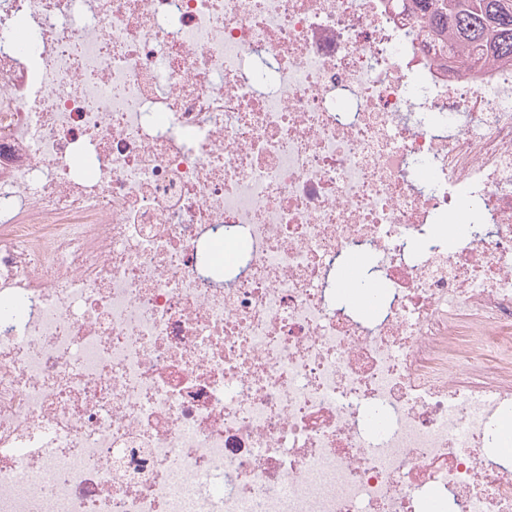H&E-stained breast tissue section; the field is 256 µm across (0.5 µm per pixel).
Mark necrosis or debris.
<instances>
[{
	"mask_svg": "<svg viewBox=\"0 0 512 512\" xmlns=\"http://www.w3.org/2000/svg\"><path fill=\"white\" fill-rule=\"evenodd\" d=\"M511 418V64L392 0H0V512H512Z\"/></svg>",
	"mask_w": 512,
	"mask_h": 512,
	"instance_id": "obj_1",
	"label": "necrosis or debris"
}]
</instances>
